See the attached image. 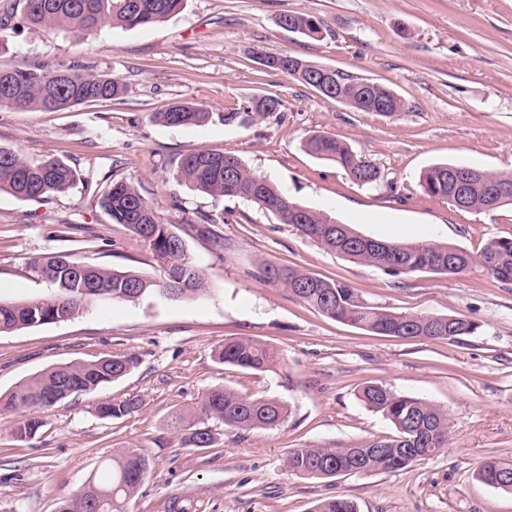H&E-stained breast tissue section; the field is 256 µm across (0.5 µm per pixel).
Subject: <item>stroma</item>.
Returning a JSON list of instances; mask_svg holds the SVG:
<instances>
[{
	"label": "stroma",
	"mask_w": 512,
	"mask_h": 512,
	"mask_svg": "<svg viewBox=\"0 0 512 512\" xmlns=\"http://www.w3.org/2000/svg\"><path fill=\"white\" fill-rule=\"evenodd\" d=\"M319 18L320 38L283 29L281 14ZM285 50L354 78L390 87L407 103L387 116L360 112L264 67L256 48ZM118 79V100L58 112L0 106V146L32 160L54 158L76 184L46 203L0 192V300L47 298L29 262L66 252L74 260L153 278V253L97 200L112 181H132L185 241L207 294L133 301L98 298L72 320L0 333V394L45 370L133 354L136 367L47 411L34 438L14 434L19 414L0 412V512H58L62 498L98 478L116 452L151 462L127 512H312L342 496L358 512H512V493L478 478L482 463H512V284L479 271L393 277L354 263L240 199L214 200L175 177L179 160L208 150L239 156L302 206L360 234L425 237L479 254L512 237V207L456 208L425 192L436 163L512 172V0H186L146 28L79 34L21 28L0 43V68L32 63ZM280 111L261 117L255 99ZM190 103L207 122L173 127L160 112ZM235 113L225 122V113ZM336 137L380 171L362 186L311 155L314 134ZM210 223L215 249L196 227ZM292 266L348 283L360 299L407 315H462L475 334L454 341L377 336L330 319L261 277ZM271 347L281 364L255 372L218 361L225 339ZM368 383L429 400L448 413V446L395 472L307 478L286 465L295 448H344L394 435L358 398ZM223 387L279 399L290 415L272 428L209 421L215 442L186 448L169 423ZM138 412L102 419L97 406L129 397Z\"/></svg>",
	"instance_id": "1"
}]
</instances>
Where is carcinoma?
<instances>
[{
	"label": "carcinoma",
	"mask_w": 512,
	"mask_h": 512,
	"mask_svg": "<svg viewBox=\"0 0 512 512\" xmlns=\"http://www.w3.org/2000/svg\"><path fill=\"white\" fill-rule=\"evenodd\" d=\"M184 0H25L23 24L30 28L54 27L72 32L88 31L109 25L136 28L164 21L183 9ZM281 21L310 38L321 33V21L308 14L284 13ZM267 58L265 67L285 74L308 86L317 64L285 51L260 52ZM120 82L104 75L77 72L71 68H50L33 64L6 69L0 74V105L61 111L96 99H116ZM323 96L342 102L361 112L379 107L393 115L405 110L406 103L389 88L363 79H353L333 70ZM282 102L273 96L252 102L259 116L280 111ZM169 126L196 125L209 113L188 105H175L160 113ZM306 146L319 158L344 169L360 185H372L380 172L351 146L327 135L309 138ZM453 165L435 164L422 174L424 190L453 206L477 211H492L512 205V173L471 168L457 183ZM175 178L215 200L245 198L252 194L256 204L275 215L283 224L297 229L350 261L375 266L391 276L417 272L463 274L477 267L493 279L512 284V238H492L478 256L463 248L436 240L401 242L373 240L349 225L310 210L282 195L265 177L248 170L232 153L205 150L187 154L178 163ZM76 176L56 159L31 161L18 151L0 146V191L22 200H43L64 195L73 188ZM508 187L496 197L493 187ZM99 206L117 224H126L155 255L162 276L155 280L130 270H115L96 265L76 264L66 253H48L29 263L32 277L49 272L46 281L56 287L48 299L36 298L24 304L0 302V333L34 325L59 323L75 318L88 301L108 297L130 300L145 294L181 298L208 291L202 270L189 258L185 241L174 232L138 187L127 180L112 182L98 199ZM263 278L277 284L292 296L306 302L327 317L366 330L375 335L438 338L448 325L463 329L462 335L476 332L477 326L463 317L450 322L446 316L406 315L381 310L363 303L348 285L312 273L267 266ZM218 359L251 371H270L279 357L270 347L247 338L224 343ZM137 363L130 355H112L90 363L62 364L46 370L0 395V410L27 413L47 410L69 395L91 392L100 385L126 376ZM361 401L379 412L395 428L396 435L383 437L360 448H296L288 456V467L308 478L334 477L357 465L368 471H398L413 464V457L425 459L448 447V416L437 405L418 397L398 394L379 384L365 386ZM138 402L129 398L119 403L106 401L97 407L102 419H118L137 411ZM287 405L276 399H251L225 388L208 391L197 414L179 413L171 427L193 448L213 445L214 434L196 420L200 415L240 429L269 428L286 417ZM42 422L36 417L22 418L15 434L22 440L35 436ZM150 470V461L136 451L112 456L107 474L100 480L73 491L61 501L59 512H125ZM479 478L486 484L512 491V463L497 459L485 461ZM312 512H357L356 504L341 496L317 503Z\"/></svg>",
	"instance_id": "1"
}]
</instances>
